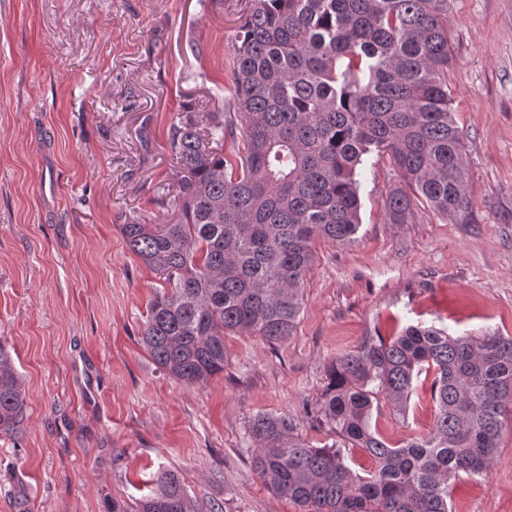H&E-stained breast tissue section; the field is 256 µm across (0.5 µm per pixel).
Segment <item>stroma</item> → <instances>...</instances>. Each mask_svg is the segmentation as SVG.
I'll return each instance as SVG.
<instances>
[{"instance_id": "obj_1", "label": "stroma", "mask_w": 512, "mask_h": 512, "mask_svg": "<svg viewBox=\"0 0 512 512\" xmlns=\"http://www.w3.org/2000/svg\"><path fill=\"white\" fill-rule=\"evenodd\" d=\"M244 0H0V344L25 390L0 434V512L25 485L30 512H112L178 474L202 506L299 512L259 480L247 423L317 407L336 355L410 324L512 336V0H448V89L463 136L472 221L423 205L382 211L399 176L371 158L360 224L317 241L293 335L225 339L205 384L160 369L141 342L163 282L122 225L176 219L158 200L178 180L177 113L223 111ZM392 443L427 433L430 384L406 413L379 398ZM454 512H512V423L488 476L450 485Z\"/></svg>"}]
</instances>
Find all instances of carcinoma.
<instances>
[{
    "instance_id": "1",
    "label": "carcinoma",
    "mask_w": 512,
    "mask_h": 512,
    "mask_svg": "<svg viewBox=\"0 0 512 512\" xmlns=\"http://www.w3.org/2000/svg\"><path fill=\"white\" fill-rule=\"evenodd\" d=\"M448 0H246L222 112H180L168 143L181 180L175 222L124 224L130 250L165 286L141 341L176 380L224 371L225 336L293 335L317 239L359 228L361 170L387 158L403 182L383 200L389 224L423 203L471 221L469 174L451 112ZM434 371L430 431L393 446L371 425L381 393L406 412ZM319 407L331 443L315 446L286 414L255 416L253 469L303 512H450V478L488 474L512 406V336H451L408 326L334 358ZM23 392L0 344V434L15 433ZM373 463L353 474L344 451ZM112 512H200L180 479Z\"/></svg>"
}]
</instances>
